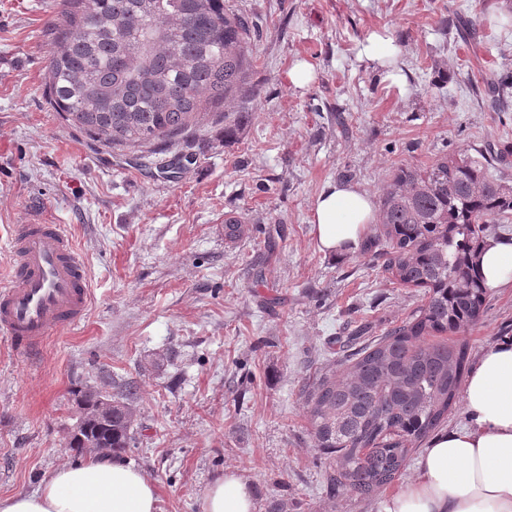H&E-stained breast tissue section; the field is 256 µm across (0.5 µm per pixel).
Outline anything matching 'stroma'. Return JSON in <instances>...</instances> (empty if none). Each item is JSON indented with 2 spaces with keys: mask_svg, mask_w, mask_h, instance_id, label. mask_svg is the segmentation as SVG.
Returning <instances> with one entry per match:
<instances>
[{
  "mask_svg": "<svg viewBox=\"0 0 512 512\" xmlns=\"http://www.w3.org/2000/svg\"><path fill=\"white\" fill-rule=\"evenodd\" d=\"M60 0H0V277L12 225L40 204L86 264L88 313L41 355L0 337V497L35 490L74 457L67 434L81 386L135 382L136 444L125 459L158 490V512H201L211 482L236 469L256 505L286 512H379L330 498L303 385L336 359L337 337L399 324L421 290L391 284L362 249L321 251L311 205L331 182L380 198L396 167L512 146V109L471 87L512 73V0H228L257 34L260 98L238 138L212 112L162 153L94 141L66 124L45 90ZM475 19V37L441 17ZM393 38L400 81L361 56ZM309 62L306 87L288 84ZM249 224L224 239V219ZM512 338V288L490 291L464 336L469 361Z\"/></svg>",
  "mask_w": 512,
  "mask_h": 512,
  "instance_id": "stroma-1",
  "label": "stroma"
}]
</instances>
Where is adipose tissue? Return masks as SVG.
<instances>
[{
  "label": "adipose tissue",
  "mask_w": 512,
  "mask_h": 512,
  "mask_svg": "<svg viewBox=\"0 0 512 512\" xmlns=\"http://www.w3.org/2000/svg\"><path fill=\"white\" fill-rule=\"evenodd\" d=\"M321 250H353L377 219L373 198L327 184L312 204ZM486 288L512 287V236L488 240L477 265ZM470 422L434 435L413 478L380 512H512V341L487 347L463 391ZM0 512H157L154 485L124 460L83 458L61 465L33 492L0 498ZM202 512H255L248 485L227 470L208 488Z\"/></svg>",
  "instance_id": "adipose-tissue-1"
}]
</instances>
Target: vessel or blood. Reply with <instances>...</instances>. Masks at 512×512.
Listing matches in <instances>:
<instances>
[{
	"label": "vessel or blood",
	"mask_w": 512,
	"mask_h": 512,
	"mask_svg": "<svg viewBox=\"0 0 512 512\" xmlns=\"http://www.w3.org/2000/svg\"><path fill=\"white\" fill-rule=\"evenodd\" d=\"M11 270L0 280V336L24 356L55 332L83 321L90 291L86 267L64 225L33 208L10 235Z\"/></svg>",
	"instance_id": "obj_1"
}]
</instances>
